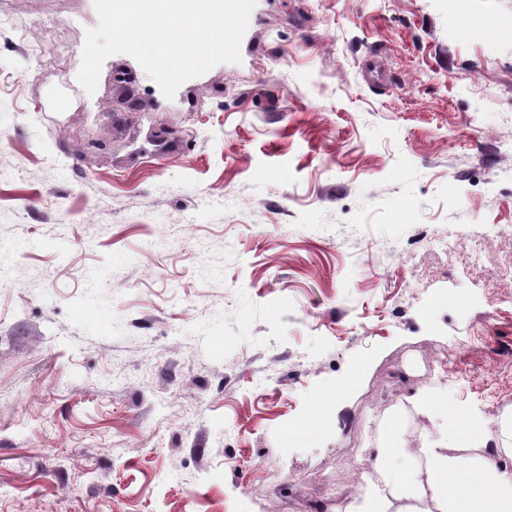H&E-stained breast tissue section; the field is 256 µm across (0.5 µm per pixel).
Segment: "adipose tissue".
<instances>
[{
    "label": "adipose tissue",
    "mask_w": 512,
    "mask_h": 512,
    "mask_svg": "<svg viewBox=\"0 0 512 512\" xmlns=\"http://www.w3.org/2000/svg\"><path fill=\"white\" fill-rule=\"evenodd\" d=\"M428 475L431 510L420 505L393 506L387 497L370 512H512V468L482 455L453 456L443 445L420 449Z\"/></svg>",
    "instance_id": "adipose-tissue-1"
}]
</instances>
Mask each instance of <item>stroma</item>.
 Instances as JSON below:
<instances>
[{
    "mask_svg": "<svg viewBox=\"0 0 512 512\" xmlns=\"http://www.w3.org/2000/svg\"><path fill=\"white\" fill-rule=\"evenodd\" d=\"M1 16L0 512L357 507L446 411L497 435L512 0H256L171 100L83 90L93 0Z\"/></svg>",
    "mask_w": 512,
    "mask_h": 512,
    "instance_id": "1",
    "label": "stroma"
}]
</instances>
